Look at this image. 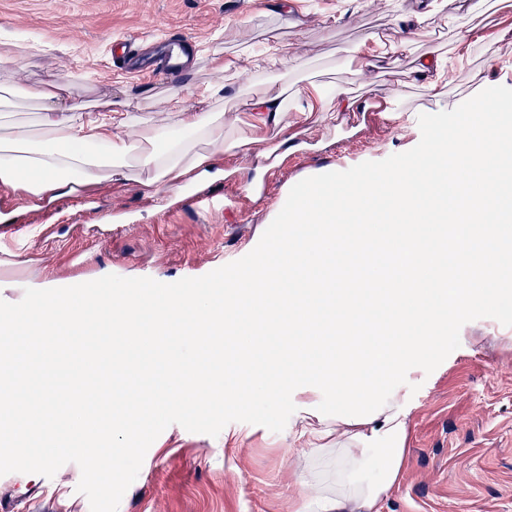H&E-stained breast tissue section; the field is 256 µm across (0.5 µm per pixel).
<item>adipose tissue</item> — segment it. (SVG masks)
Returning <instances> with one entry per match:
<instances>
[{
    "label": "adipose tissue",
    "instance_id": "ef3b65f1",
    "mask_svg": "<svg viewBox=\"0 0 512 512\" xmlns=\"http://www.w3.org/2000/svg\"><path fill=\"white\" fill-rule=\"evenodd\" d=\"M212 64V80L187 94L169 93L163 117L139 127L128 112L108 104L84 110L67 80L1 88L0 96L34 105L41 132L19 127L0 135V189L31 208L77 189L96 191L106 181L157 198L179 192L190 173L220 165L226 152L243 146L224 135V60L216 56ZM468 95L476 123L461 127L452 140L434 134L422 158L408 161L387 189L371 182L337 184L327 211L321 194L296 200L284 237L289 258L268 260L258 272L240 271L223 299L187 288L177 297L154 292L98 300L117 334L129 335L147 316L188 338L207 337L193 361L165 365L138 398L207 409L214 397L211 332L235 326L242 346L256 318L288 320L296 335L287 356L275 359L258 380L256 397L266 405L297 399L301 433L314 450L335 438L333 482L308 488L314 512H380L383 496L402 476L406 455L409 412L398 375L440 349L451 310L466 314L495 307L500 286L512 281V265L489 247L500 237L491 217L512 197V173L504 170L501 149L512 136L499 132L487 138V129L499 125V108L481 84L470 86ZM291 105L301 116L317 111L331 122L337 110L353 111L355 102L341 87L325 93L312 84L290 88L273 80L250 103L253 129L289 140ZM61 112L80 118L64 122L57 118ZM170 113L176 123H167ZM386 204L395 221L378 236L360 216ZM401 252L411 255V275L385 273ZM376 306L385 314L375 330L364 314ZM318 327L342 328L350 343L329 352L330 372L311 382L303 338ZM324 391L332 394L331 406L319 399Z\"/></svg>",
    "mask_w": 512,
    "mask_h": 512
}]
</instances>
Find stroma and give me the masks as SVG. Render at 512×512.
<instances>
[{"mask_svg":"<svg viewBox=\"0 0 512 512\" xmlns=\"http://www.w3.org/2000/svg\"><path fill=\"white\" fill-rule=\"evenodd\" d=\"M460 0H0V56L28 39L36 48L18 65L0 64V86L58 81L87 72L76 101H112L137 117L160 112L169 92L210 80L211 52L224 59V111L234 117L229 138L249 137L248 157L229 153L222 172L200 178L226 199L223 209L198 213L190 187L163 200L115 184L90 197L70 196L32 210L0 195V299L19 302L45 280L65 287L101 278L150 277L162 283L200 277L217 263L256 246L293 185L345 156L352 164L380 161L420 141L418 116L467 98L481 80L498 105L512 111V9H496L472 47L469 64L444 90L426 95L418 59L449 56ZM406 26L408 51L385 72L361 70L358 45L396 39ZM201 53L178 79L136 77L117 60L124 42L177 37ZM279 45L287 68L256 61L251 49ZM288 85H342L358 102L375 98L384 111L349 124L316 119L294 128L282 145L277 176L266 164L269 132L246 126V101L271 79ZM410 411L401 480L383 497L381 512H512V287L496 308L475 309L447 332L442 350L406 380ZM325 467L294 423L273 432L243 422L217 436L168 426L151 444L118 512H294L300 480ZM77 464L53 477L0 476V512H90L77 485Z\"/></svg>","mask_w":512,"mask_h":512,"instance_id":"obj_1","label":"stroma"}]
</instances>
